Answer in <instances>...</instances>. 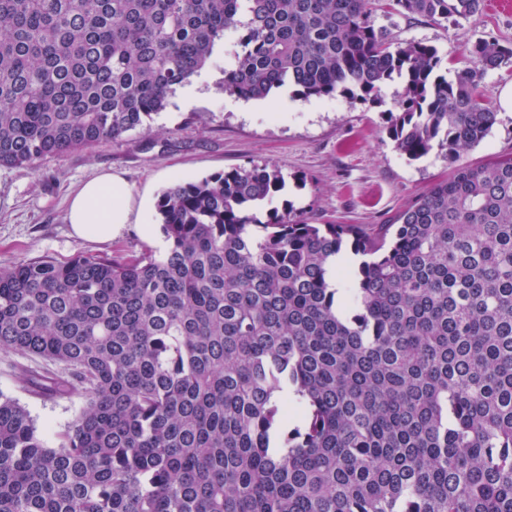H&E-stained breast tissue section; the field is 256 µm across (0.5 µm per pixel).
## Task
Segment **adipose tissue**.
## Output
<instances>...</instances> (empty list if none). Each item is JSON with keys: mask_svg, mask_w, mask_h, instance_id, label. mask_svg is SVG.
Listing matches in <instances>:
<instances>
[{"mask_svg": "<svg viewBox=\"0 0 512 512\" xmlns=\"http://www.w3.org/2000/svg\"><path fill=\"white\" fill-rule=\"evenodd\" d=\"M131 190L126 181L106 172L85 182L73 195L68 221L80 238L107 242L129 224Z\"/></svg>", "mask_w": 512, "mask_h": 512, "instance_id": "adipose-tissue-1", "label": "adipose tissue"}]
</instances>
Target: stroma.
<instances>
[{"label": "stroma", "mask_w": 512, "mask_h": 512, "mask_svg": "<svg viewBox=\"0 0 512 512\" xmlns=\"http://www.w3.org/2000/svg\"><path fill=\"white\" fill-rule=\"evenodd\" d=\"M376 25L388 27L398 42L422 41L437 47L442 65L470 64L465 43L494 38L512 44V11L485 7L464 29L422 18L387 13L382 0H367ZM218 50L188 87L170 97L155 116L149 134L125 135L24 167H0V263L76 256L125 257L160 253L167 247L159 228L157 201L176 181H196L234 167L254 164L279 169L286 179L284 197L310 224H388L451 168L440 153L410 161L396 150L385 127L386 111L403 94L401 81L383 90V104L348 96L304 99L290 95L280 111L279 95L246 101L225 94L224 64ZM512 87V66L486 73L480 92L498 105ZM512 154V112L500 109L490 135L463 153L477 166ZM109 170L128 184L134 202H147L141 223L129 224L112 242L74 236L67 220L69 197L82 183ZM154 226L145 236L142 224ZM28 368L62 372L60 363L21 353L0 354V392L30 413L49 446L78 413L77 400L48 399L19 387L14 375Z\"/></svg>", "instance_id": "35a3bbf8"}]
</instances>
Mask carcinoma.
Listing matches in <instances>:
<instances>
[{"instance_id":"1","label":"carcinoma","mask_w":512,"mask_h":512,"mask_svg":"<svg viewBox=\"0 0 512 512\" xmlns=\"http://www.w3.org/2000/svg\"><path fill=\"white\" fill-rule=\"evenodd\" d=\"M365 2L0 0V166L150 130L227 32L224 92L376 103L397 79L396 149L453 166L367 227L308 224L280 170L238 167L162 194L159 255L0 264V353L83 401L49 447L0 392V512H512V155L460 163L512 47L448 76ZM483 2L388 8L461 29ZM346 246L357 270L330 271Z\"/></svg>"}]
</instances>
